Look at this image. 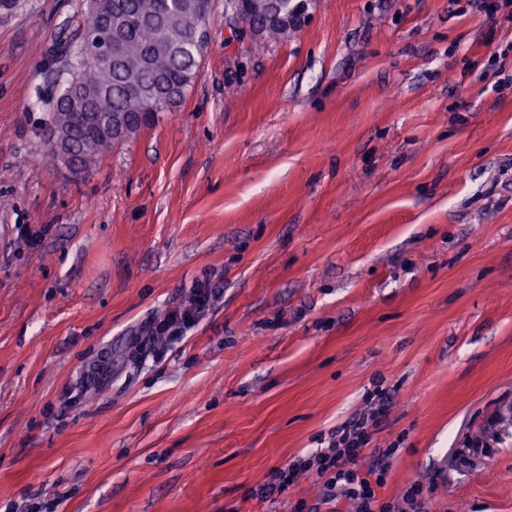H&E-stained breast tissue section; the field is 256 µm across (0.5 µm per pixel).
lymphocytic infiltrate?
<instances>
[{"label":"lymphocytic infiltrate","instance_id":"f902f5d3","mask_svg":"<svg viewBox=\"0 0 512 512\" xmlns=\"http://www.w3.org/2000/svg\"><path fill=\"white\" fill-rule=\"evenodd\" d=\"M216 294L213 288L194 289L187 304L172 308L163 318L151 322L143 335L136 337V345L169 349L196 325ZM368 402L369 415L338 430L331 448L295 457L287 466L276 469L268 482L251 490V498L267 504L268 512H279L299 476L313 473L324 480V502L340 498L354 502L356 512H395L392 504L381 501L377 495L386 481L385 460L377 459L364 470L358 467L366 456L373 426L379 425L386 415L388 397L377 392L369 396Z\"/></svg>","mask_w":512,"mask_h":512}]
</instances>
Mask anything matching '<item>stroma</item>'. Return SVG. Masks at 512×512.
Instances as JSON below:
<instances>
[{
	"instance_id": "stroma-1",
	"label": "stroma",
	"mask_w": 512,
	"mask_h": 512,
	"mask_svg": "<svg viewBox=\"0 0 512 512\" xmlns=\"http://www.w3.org/2000/svg\"><path fill=\"white\" fill-rule=\"evenodd\" d=\"M80 3L0 10V512H265L250 490L381 388L382 501L512 512V24L308 0L238 42L212 0L184 101L77 176L40 95ZM199 283V323L132 360Z\"/></svg>"
}]
</instances>
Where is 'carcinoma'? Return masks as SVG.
<instances>
[{
	"label": "carcinoma",
	"instance_id": "carcinoma-1",
	"mask_svg": "<svg viewBox=\"0 0 512 512\" xmlns=\"http://www.w3.org/2000/svg\"><path fill=\"white\" fill-rule=\"evenodd\" d=\"M119 2L120 7L109 14L96 6V0H86L58 37L45 74L48 127L63 126L72 133L80 147L78 166L85 175L113 147L149 125L142 120L148 102L161 103L164 112L183 101L204 52L193 42L190 30L195 21L209 19L211 0ZM257 2L241 0L239 12L243 21L262 27L265 19ZM104 34L121 41L126 53L140 60V66L129 70L86 57L85 42ZM70 77L78 81L88 102L82 112L63 108ZM110 123L124 126V135L115 137L102 129Z\"/></svg>",
	"mask_w": 512,
	"mask_h": 512
}]
</instances>
